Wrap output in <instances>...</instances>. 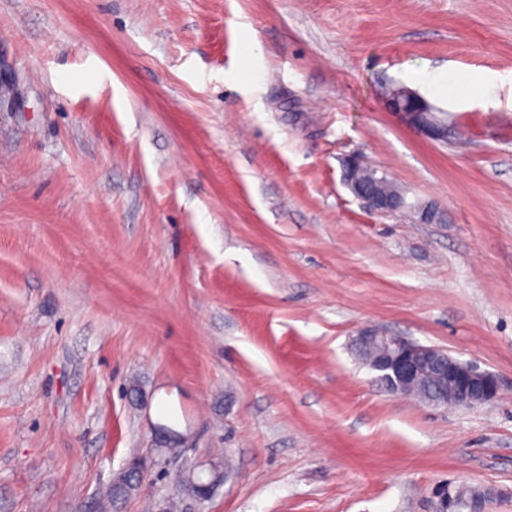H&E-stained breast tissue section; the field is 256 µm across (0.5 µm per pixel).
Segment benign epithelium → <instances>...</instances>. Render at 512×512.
Returning a JSON list of instances; mask_svg holds the SVG:
<instances>
[{
	"instance_id": "benign-epithelium-1",
	"label": "benign epithelium",
	"mask_w": 512,
	"mask_h": 512,
	"mask_svg": "<svg viewBox=\"0 0 512 512\" xmlns=\"http://www.w3.org/2000/svg\"><path fill=\"white\" fill-rule=\"evenodd\" d=\"M386 102L389 110L419 136L448 142L450 125L418 93L405 87L392 88ZM387 180L386 173L357 156L344 161V184L368 212L381 216L408 212L418 224L440 223V209L434 202H411L403 189L395 188L388 195L376 192L375 185ZM354 344L378 350L367 366L376 373V381L390 393L415 399L419 383L432 375L448 383V389L440 390L430 400L434 407L473 409L497 395L498 379L494 374L462 362L442 348L418 344L375 328L361 329ZM205 466L206 463L198 462L179 471L184 491L199 502L207 499L224 478V472L214 466L209 467V477L203 478L200 471Z\"/></svg>"
}]
</instances>
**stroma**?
<instances>
[{"label":"stroma","mask_w":512,"mask_h":512,"mask_svg":"<svg viewBox=\"0 0 512 512\" xmlns=\"http://www.w3.org/2000/svg\"><path fill=\"white\" fill-rule=\"evenodd\" d=\"M353 153L443 223L366 211ZM369 325L498 397L386 392ZM219 455L191 512H431L444 480L512 512V0H0V512H96L134 459L119 512H164ZM386 102L391 112L408 128L419 136L442 143L448 142L450 125L454 122L448 113H443L442 121L434 107L418 93L405 88L397 87L388 91ZM205 466V462H198L190 467H183L179 471V479L184 491L199 502L207 499L224 478V472L211 465L209 477L204 479L199 472Z\"/></svg>","instance_id":"obj_1"}]
</instances>
